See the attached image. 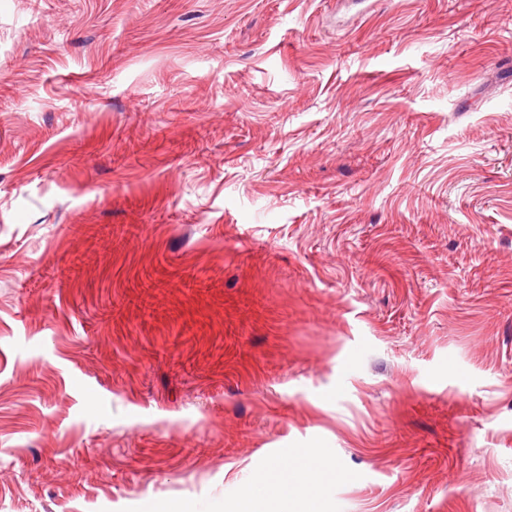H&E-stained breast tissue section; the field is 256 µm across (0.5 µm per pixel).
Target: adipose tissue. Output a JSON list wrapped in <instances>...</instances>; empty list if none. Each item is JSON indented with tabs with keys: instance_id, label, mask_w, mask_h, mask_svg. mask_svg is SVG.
Returning a JSON list of instances; mask_svg holds the SVG:
<instances>
[{
	"instance_id": "obj_1",
	"label": "adipose tissue",
	"mask_w": 512,
	"mask_h": 512,
	"mask_svg": "<svg viewBox=\"0 0 512 512\" xmlns=\"http://www.w3.org/2000/svg\"><path fill=\"white\" fill-rule=\"evenodd\" d=\"M335 479L319 449L300 448L259 473L226 512H290L298 504L303 512H321L324 487Z\"/></svg>"
}]
</instances>
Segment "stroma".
<instances>
[{"mask_svg": "<svg viewBox=\"0 0 512 512\" xmlns=\"http://www.w3.org/2000/svg\"><path fill=\"white\" fill-rule=\"evenodd\" d=\"M512 512V0H0V512ZM311 472H318L315 481ZM336 480V470L317 448H299L293 455L270 464L258 474L251 487L241 491L225 512H322L326 484ZM302 503V511H292Z\"/></svg>", "mask_w": 512, "mask_h": 512, "instance_id": "35a3bbf8", "label": "stroma"}]
</instances>
